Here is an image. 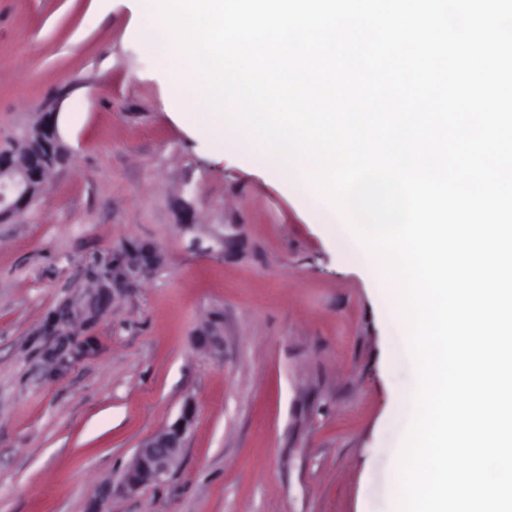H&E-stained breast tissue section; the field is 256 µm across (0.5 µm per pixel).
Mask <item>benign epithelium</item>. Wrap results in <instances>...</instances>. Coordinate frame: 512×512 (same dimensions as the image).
I'll use <instances>...</instances> for the list:
<instances>
[{
	"instance_id": "obj_1",
	"label": "benign epithelium",
	"mask_w": 512,
	"mask_h": 512,
	"mask_svg": "<svg viewBox=\"0 0 512 512\" xmlns=\"http://www.w3.org/2000/svg\"><path fill=\"white\" fill-rule=\"evenodd\" d=\"M22 160L0 152V223L26 207L40 189L47 175L46 164L61 152L54 115L44 126L25 136ZM193 418L191 406L166 430L141 444L133 466L122 479L124 489L135 493L142 487L160 483L177 466L184 448L185 434Z\"/></svg>"
}]
</instances>
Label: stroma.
Masks as SVG:
<instances>
[{"instance_id": "obj_1", "label": "stroma", "mask_w": 512, "mask_h": 512, "mask_svg": "<svg viewBox=\"0 0 512 512\" xmlns=\"http://www.w3.org/2000/svg\"><path fill=\"white\" fill-rule=\"evenodd\" d=\"M174 79L132 0H0V148L51 112L66 154L0 223V512H369L398 464L381 291ZM188 405L179 466L123 492Z\"/></svg>"}]
</instances>
